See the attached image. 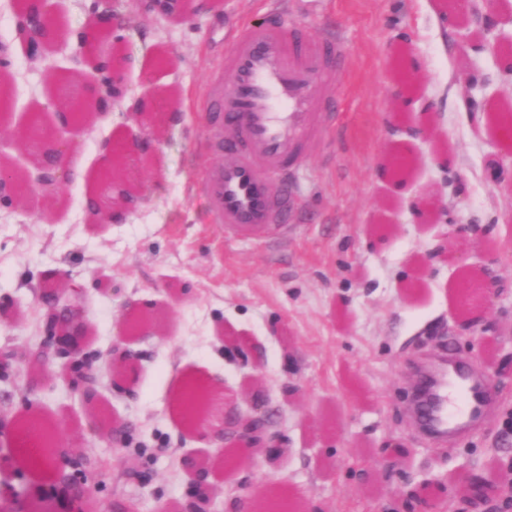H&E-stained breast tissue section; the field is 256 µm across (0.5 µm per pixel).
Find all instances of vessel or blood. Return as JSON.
<instances>
[{
  "instance_id": "b4317fda",
  "label": "vessel or blood",
  "mask_w": 512,
  "mask_h": 512,
  "mask_svg": "<svg viewBox=\"0 0 512 512\" xmlns=\"http://www.w3.org/2000/svg\"><path fill=\"white\" fill-rule=\"evenodd\" d=\"M345 54L340 40L281 21L239 29L222 69L206 81L211 159L201 187L213 223L236 242H266L288 233L301 205L296 181L318 136L335 124L331 75ZM323 83L322 95L310 93ZM419 406L433 435L464 430L490 404L493 387L467 367L442 360Z\"/></svg>"
}]
</instances>
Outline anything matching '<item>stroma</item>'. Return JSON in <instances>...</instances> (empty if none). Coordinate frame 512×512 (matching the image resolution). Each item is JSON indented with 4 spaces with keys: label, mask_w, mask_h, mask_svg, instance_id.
<instances>
[{
    "label": "stroma",
    "mask_w": 512,
    "mask_h": 512,
    "mask_svg": "<svg viewBox=\"0 0 512 512\" xmlns=\"http://www.w3.org/2000/svg\"><path fill=\"white\" fill-rule=\"evenodd\" d=\"M443 0H192L191 17L129 12L116 61L121 94L60 160L65 190L44 191L0 210V351L37 352L47 342L42 295L61 274L85 289L84 348L102 368L96 405L83 404L50 360L41 374L15 364L0 373V512H68L55 474L19 459L22 422L38 419L76 461L88 495L83 512L134 503L140 512H269L257 482L284 491L287 512H494L512 493V253L500 254L498 288L481 325H464L463 294L487 265L489 244L512 239V148L500 132L512 117V82L501 72L512 50L481 37L460 47L442 25ZM19 8L0 0V45L8 48L10 108L0 114V163L31 171L36 150L18 137L30 115L60 126L55 107L70 64L32 67L18 30ZM280 18L336 34L348 47L336 68L341 122L312 148L294 227L281 243H225L200 189L206 159L201 101L235 28ZM420 77L418 96L435 115L437 154L397 138L390 111L406 91L398 68ZM484 81V125L464 126L455 95ZM146 108L132 116L135 101ZM144 125L152 151L122 161L139 203L108 222L87 199L100 192L101 144L122 143ZM442 188L447 220L476 224L478 240L431 258L444 226L421 196ZM154 328L126 343L135 362L116 378L107 355L129 304ZM444 347L493 373L496 403L480 430L434 447L414 428L417 364ZM274 412L281 448L223 470L185 423L179 397L190 382H219L241 412L245 382ZM125 430L122 444L93 431L96 406ZM207 466L208 495L196 493L184 459Z\"/></svg>",
    "instance_id": "stroma-1"
}]
</instances>
